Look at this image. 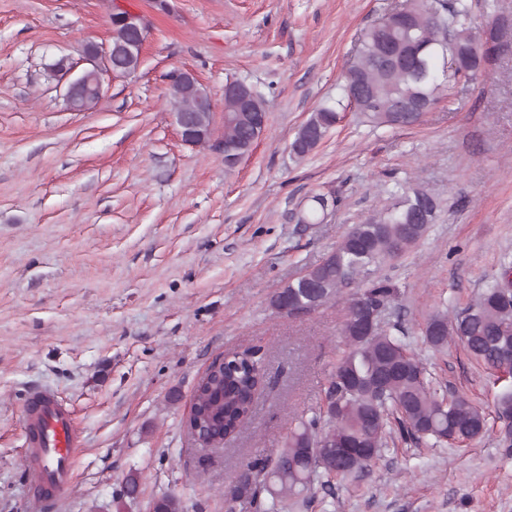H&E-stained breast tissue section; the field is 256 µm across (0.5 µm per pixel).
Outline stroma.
<instances>
[{
  "label": "stroma",
  "instance_id": "1",
  "mask_svg": "<svg viewBox=\"0 0 512 512\" xmlns=\"http://www.w3.org/2000/svg\"><path fill=\"white\" fill-rule=\"evenodd\" d=\"M0 0V512H40L22 465L29 387L57 392L83 446L60 512H150L164 493L185 512H221L242 466L281 447L293 414L316 409L345 348L343 300L288 315L272 297L358 224L388 208L395 184L436 201L419 242L379 275L387 309L445 395L480 403L488 431L461 445L390 441L362 471L314 489L299 512H512V450L500 441L506 376L457 342L423 340L426 318L456 316L512 260V0H472L497 51L409 127L372 126L348 110L305 158L300 126L341 98L360 32L395 0ZM148 27L140 63L70 110L62 58L112 41L113 6ZM192 71L224 132V86L265 98L267 128L226 168L182 142L169 75ZM318 192L322 223L299 217ZM256 347L265 369L251 424L220 451L184 422L211 362ZM139 493H123L128 475Z\"/></svg>",
  "mask_w": 512,
  "mask_h": 512
}]
</instances>
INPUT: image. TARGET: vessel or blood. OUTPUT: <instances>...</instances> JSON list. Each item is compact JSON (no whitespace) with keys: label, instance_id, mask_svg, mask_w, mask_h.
Returning a JSON list of instances; mask_svg holds the SVG:
<instances>
[{"label":"vessel or blood","instance_id":"obj_1","mask_svg":"<svg viewBox=\"0 0 512 512\" xmlns=\"http://www.w3.org/2000/svg\"><path fill=\"white\" fill-rule=\"evenodd\" d=\"M23 414L28 445L24 466L33 475V493L43 507L58 512L73 485L80 430L71 409L49 388L30 390Z\"/></svg>","mask_w":512,"mask_h":512}]
</instances>
